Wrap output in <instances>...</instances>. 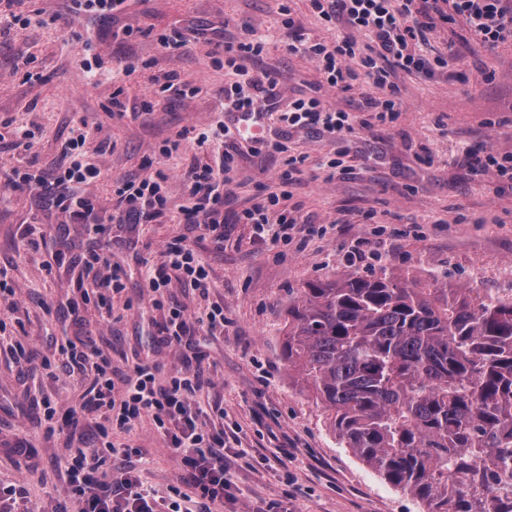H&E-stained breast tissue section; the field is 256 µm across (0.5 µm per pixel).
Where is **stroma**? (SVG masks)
<instances>
[{"label": "stroma", "mask_w": 512, "mask_h": 512, "mask_svg": "<svg viewBox=\"0 0 512 512\" xmlns=\"http://www.w3.org/2000/svg\"><path fill=\"white\" fill-rule=\"evenodd\" d=\"M286 5L308 36L335 41V26L308 0H127L114 15L76 11L72 0H16L0 8L29 19L24 28L0 21V120L36 132L31 151L0 149V278L16 291L13 302L0 300L7 324L0 336V484L23 485L32 512H56L67 501V459L74 448L97 443L88 427L46 431V404L61 416L79 408L93 377L60 352L65 337L108 352L120 373L137 357L167 372L201 366L212 381L202 402L223 409L227 442L247 451L226 459L236 512L283 498L290 512H422L410 494L343 447L329 411L289 379L288 298L337 272L367 275L383 267L451 288L502 290L496 272L512 263V186L474 179L461 150L468 143L478 151H512V46L488 45L459 22L438 27L427 53L452 52L447 70L399 74L394 121L335 142L299 131L289 135L287 154H274L279 126L266 120L253 155L239 162L240 187L224 197L223 243L199 238L180 207L186 176L202 153L182 144L178 167L168 170L155 148L183 129L231 122L224 86L233 76L214 60L218 45L250 29L269 36L265 52L247 66L273 71L287 98L316 93L326 106L347 110L370 89L362 81L347 93L315 90L313 65L288 50ZM129 28L133 36L120 37ZM171 29L185 35L175 56L155 39ZM163 74L194 83L195 95L162 97L137 117L109 115L116 90L128 106L138 105L152 78ZM83 122L93 129L84 149L100 164L93 191L102 204V233L61 213L52 187L34 194L7 185L12 168L28 163L54 176L61 143ZM102 142L109 149L100 157ZM289 154L335 158L343 170L329 182L312 163L297 174L285 204L297 208L301 223L290 243L274 245L255 239L239 215L259 190H277ZM161 172L171 203L164 222L112 223L114 184ZM180 237L205 259L212 288L203 298L175 283L154 304L145 270ZM96 254L123 275L124 289L108 313L78 302L80 286L96 275L89 266ZM211 302L224 306L223 335L199 330L178 344L159 336L170 307L194 317ZM112 439L143 450L145 483L163 489L185 477L151 421L115 431Z\"/></svg>", "instance_id": "obj_1"}]
</instances>
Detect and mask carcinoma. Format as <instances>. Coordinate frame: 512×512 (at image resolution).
Wrapping results in <instances>:
<instances>
[{
	"instance_id": "cac0c4a2",
	"label": "carcinoma",
	"mask_w": 512,
	"mask_h": 512,
	"mask_svg": "<svg viewBox=\"0 0 512 512\" xmlns=\"http://www.w3.org/2000/svg\"><path fill=\"white\" fill-rule=\"evenodd\" d=\"M288 376L426 512H512V301L383 269L288 301Z\"/></svg>"
}]
</instances>
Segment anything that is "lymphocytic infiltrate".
Returning a JSON list of instances; mask_svg holds the SVG:
<instances>
[{"instance_id":"lymphocytic-infiltrate-1","label":"lymphocytic infiltrate","mask_w":512,"mask_h":512,"mask_svg":"<svg viewBox=\"0 0 512 512\" xmlns=\"http://www.w3.org/2000/svg\"><path fill=\"white\" fill-rule=\"evenodd\" d=\"M312 9L327 22L337 25L340 36L331 43L306 36L294 18L283 25L292 36L290 51L309 60L321 76L320 85L341 92L353 89L359 76L369 78L373 91L362 95L355 111L330 109L319 96L311 95L283 101L278 81L265 70L249 71L247 59L261 55L264 43L248 38L225 43L224 64L242 75V82L224 90V109L228 112H279L289 126L314 129L338 140L365 125V113L379 120L393 119L399 110L397 73L433 72L447 67L443 56L427 59L421 47L429 32L448 23L457 14L484 42L498 45L512 43V5L506 0H310ZM287 111H280V104ZM91 132L80 127L75 136L61 145L64 163L57 177L61 191L56 197L59 209L71 219L87 217L98 203L95 195L77 196L67 192L68 183H91L98 175L97 166L80 159L78 149ZM198 148L211 159L194 165L189 172L186 202L181 207L186 223L199 228L215 241L224 239V192L237 178V144L229 127H222L220 137L201 135ZM162 178L129 179L112 196V219L124 223L153 224L168 213ZM247 223L255 225L262 240L288 243L298 225L295 211L280 206L277 193L258 197L242 212ZM154 299H162L172 282L190 285L201 297L211 288L209 272L200 254L185 241L166 245L163 260L146 274ZM224 309L211 305L197 319H189L184 309H171L163 329L168 342H181L193 326L205 328L208 335L224 332ZM94 378L87 387L80 410L70 412L66 423L92 424L106 443L103 448L75 449L67 462L72 491L70 506L57 512H212L214 503L230 498L232 482L224 466V431L207 426L197 395L207 383L200 369L164 373L160 364L144 360L132 364L127 373L112 369L111 357L99 349L84 353ZM150 418L159 430L166 448L188 470L186 488H172L169 496L157 495L145 488L130 467L113 480L100 478L99 471L107 456L143 462L144 454L136 448L119 447L108 442L110 430L130 428L143 418Z\"/></svg>"}]
</instances>
